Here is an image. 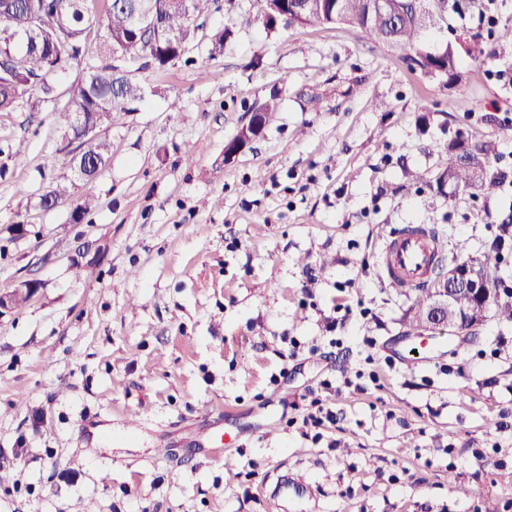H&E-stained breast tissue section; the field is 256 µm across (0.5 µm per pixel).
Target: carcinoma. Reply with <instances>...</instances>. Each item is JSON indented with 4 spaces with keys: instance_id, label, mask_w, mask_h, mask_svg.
Instances as JSON below:
<instances>
[{
    "instance_id": "obj_1",
    "label": "carcinoma",
    "mask_w": 512,
    "mask_h": 512,
    "mask_svg": "<svg viewBox=\"0 0 512 512\" xmlns=\"http://www.w3.org/2000/svg\"><path fill=\"white\" fill-rule=\"evenodd\" d=\"M213 0H149L150 12L156 25L148 36L132 30V19L125 0H0V32L10 29L23 33L34 20L49 11L72 21V31L59 26L43 30L38 47L21 44L23 66L6 56L0 59V110L24 104L30 112H39L55 93L50 77L78 69L83 73L74 86L73 105L84 112H97L106 128L122 123L126 115L144 98V88L126 75L114 74L109 63L88 62L85 32L99 25L106 31L101 54L120 57L128 64L144 68L163 67L176 59V50H185L192 38L196 18L209 11ZM313 7L298 14L294 0H282L276 13L287 26L324 25L332 22L334 11L347 15V23L355 26L369 40L399 53L403 63L423 76L448 84V77H458L457 58L448 48H437L438 57L429 55L430 45L448 28V0H312ZM178 39L180 48L170 41ZM77 149L85 151L95 164V170L106 168L111 161V143L103 136ZM495 153L492 143L470 144L459 139L445 148L438 171L431 178L414 172L415 182L443 189L448 183L463 191L485 197L496 194L503 185L504 174L493 170L489 158ZM73 183L64 176L48 182L39 196V205L49 209L71 196ZM507 241L502 234L483 254L487 269L498 267ZM487 312L501 321L512 322V300H500L494 289Z\"/></svg>"
}]
</instances>
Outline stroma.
Here are the masks:
<instances>
[{"instance_id":"35a3bbf8","label":"stroma","mask_w":512,"mask_h":512,"mask_svg":"<svg viewBox=\"0 0 512 512\" xmlns=\"http://www.w3.org/2000/svg\"><path fill=\"white\" fill-rule=\"evenodd\" d=\"M265 8L212 0L181 58L132 72L145 97L77 184L98 201L81 223L38 205L69 173L55 114L80 71L41 111L0 112V290L39 284L0 314V512H512V323L407 334L413 296L381 276L394 228L477 259L512 217V44L459 52L444 85L354 27L268 28ZM481 14L512 27V0H459L448 25ZM272 98L277 122L225 164ZM460 135L499 138L497 195L412 182ZM315 398L336 414L316 440ZM205 407L221 424L190 427ZM214 432L239 436L220 464L193 450ZM285 474L308 501L273 506Z\"/></svg>"}]
</instances>
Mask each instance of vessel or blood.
<instances>
[{"mask_svg":"<svg viewBox=\"0 0 512 512\" xmlns=\"http://www.w3.org/2000/svg\"><path fill=\"white\" fill-rule=\"evenodd\" d=\"M440 256L437 238L423 224H408L386 242L382 272L391 287L411 293L424 287Z\"/></svg>","mask_w":512,"mask_h":512,"instance_id":"vessel-or-blood-1","label":"vessel or blood"}]
</instances>
